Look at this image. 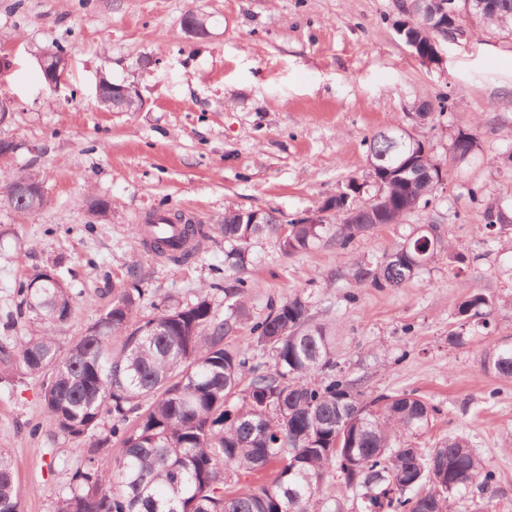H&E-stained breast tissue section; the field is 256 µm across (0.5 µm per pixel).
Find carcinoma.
I'll return each mask as SVG.
<instances>
[{"label":"carcinoma","instance_id":"carcinoma-1","mask_svg":"<svg viewBox=\"0 0 512 512\" xmlns=\"http://www.w3.org/2000/svg\"><path fill=\"white\" fill-rule=\"evenodd\" d=\"M490 9L471 17L476 24L512 34V0H489ZM400 39L431 53L448 30V17L435 14L414 25L395 21ZM428 101L414 104L411 120L433 121ZM476 141L460 131L452 139L454 158L463 161ZM370 169L363 185L368 200L353 204L352 188L326 198L319 224L287 223L263 214L250 224V211L224 212V290L227 316L220 318L208 297L193 304L169 298L154 313L137 319L146 290L133 285L84 332L62 346L57 331L74 311V295L60 280L33 284L43 272L18 284L34 330L0 343V373L18 371L42 380V401L58 430L76 442L82 464L59 494L56 512H342L344 503L320 495L336 472L343 494L357 512H449L460 501L471 512H489L483 494L496 472L464 436L445 437L431 448L414 446L408 436L428 432L438 408L411 391L371 396L359 380L337 369L334 337L313 321L309 298L296 295L254 321L251 342H225L247 317L243 277L253 241L263 232L280 239L289 255L326 239L341 248L377 226L397 225L426 207L441 185L443 163L423 140L403 142L393 128L367 143ZM485 227L507 225L500 208L486 206ZM155 224H172L170 238ZM143 233L153 251L181 263L207 237L201 224L181 213L156 210ZM447 253L437 225L421 224L393 249L357 261L348 278L359 286L405 287ZM493 297L474 290L452 316L473 331L487 328ZM496 377L512 380V345H492L484 353ZM120 452L112 466L98 458L112 442ZM264 474L255 486L232 490L241 476ZM0 512H21L14 462L0 450Z\"/></svg>","mask_w":512,"mask_h":512}]
</instances>
